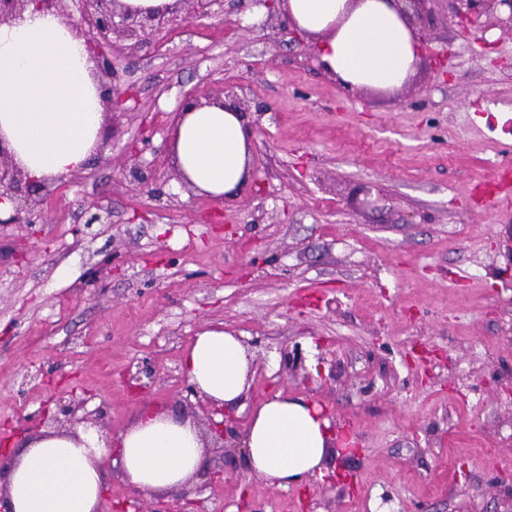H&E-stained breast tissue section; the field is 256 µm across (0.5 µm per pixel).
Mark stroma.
Instances as JSON below:
<instances>
[{"instance_id": "stroma-1", "label": "stroma", "mask_w": 512, "mask_h": 512, "mask_svg": "<svg viewBox=\"0 0 512 512\" xmlns=\"http://www.w3.org/2000/svg\"><path fill=\"white\" fill-rule=\"evenodd\" d=\"M255 5L119 57L135 98L103 149L51 183L39 223L0 224V444L51 430L40 412L72 393L111 442L146 406L206 423L182 359L221 328L252 363L220 418L242 431L258 402L303 398L351 454L283 489L209 448L160 497L112 455L102 512H512V214L481 208L512 161V33L491 13L462 32L440 0L414 20V75L381 93L329 77L279 13L245 22ZM221 88L251 118L254 175L229 199L187 191L169 154L184 99Z\"/></svg>"}]
</instances>
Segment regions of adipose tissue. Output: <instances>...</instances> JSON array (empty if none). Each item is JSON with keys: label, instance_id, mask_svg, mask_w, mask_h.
<instances>
[{"label": "adipose tissue", "instance_id": "obj_1", "mask_svg": "<svg viewBox=\"0 0 512 512\" xmlns=\"http://www.w3.org/2000/svg\"><path fill=\"white\" fill-rule=\"evenodd\" d=\"M290 24L316 41L323 70L342 85L399 90L414 73L419 41L402 0H281ZM103 89L85 39L59 16L28 7L0 24V142L34 181L81 170L97 143ZM172 161L195 193L232 197L250 180V119L232 103L178 117ZM190 383L226 407L247 394L241 337L221 329L197 336L183 357ZM335 436L329 418L304 399L275 397L251 413L241 439L252 474L286 488L322 474ZM127 483L149 493L189 485L202 466L195 423L144 408L108 447L92 427L33 439L0 482V512H98L109 453Z\"/></svg>", "mask_w": 512, "mask_h": 512}]
</instances>
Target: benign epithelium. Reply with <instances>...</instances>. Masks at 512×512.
Returning a JSON list of instances; mask_svg holds the SVG:
<instances>
[{
    "label": "benign epithelium",
    "mask_w": 512,
    "mask_h": 512,
    "mask_svg": "<svg viewBox=\"0 0 512 512\" xmlns=\"http://www.w3.org/2000/svg\"><path fill=\"white\" fill-rule=\"evenodd\" d=\"M454 17L464 31L471 30L477 22L479 13L476 3L479 0H453ZM46 13L61 17L71 15L76 10L80 22L77 29L87 25L95 31L94 39L88 42L96 61L98 77L107 89L105 104L121 103L132 95V87L121 82V75L116 65L115 55L125 49H132L145 38L164 30H173L182 26L190 18L204 19L212 14L215 5L224 6V0H176V3L160 11L133 10L121 0H0V24L22 14L29 4ZM190 4L189 11H184V4ZM46 188L36 185L26 178L22 171L12 162L10 155L0 142V200L10 199L14 204V214L6 219L0 218V224H16L21 221V214H27L26 223H33L32 196ZM56 412H43V420L61 422V419L74 418L83 408V402L71 397L65 401L55 400ZM216 433L214 441L221 447L236 450L240 445L239 432L225 423L212 424Z\"/></svg>",
    "instance_id": "1"
}]
</instances>
